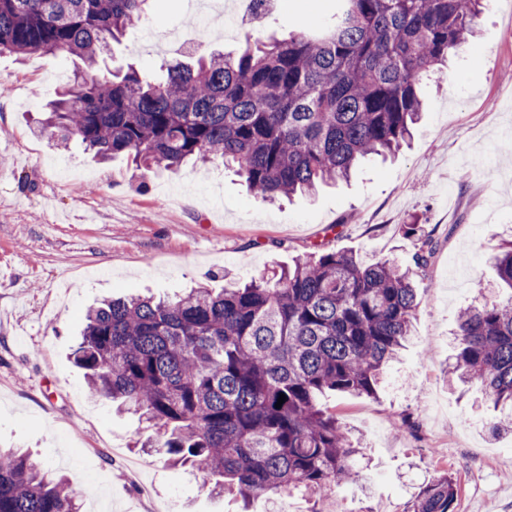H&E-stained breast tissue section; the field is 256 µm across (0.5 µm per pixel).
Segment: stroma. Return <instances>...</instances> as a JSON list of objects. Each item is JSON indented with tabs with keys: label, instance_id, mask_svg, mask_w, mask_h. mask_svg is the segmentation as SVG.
<instances>
[{
	"label": "stroma",
	"instance_id": "obj_1",
	"mask_svg": "<svg viewBox=\"0 0 512 512\" xmlns=\"http://www.w3.org/2000/svg\"><path fill=\"white\" fill-rule=\"evenodd\" d=\"M147 0L140 27L113 45L102 74L245 40L318 30L333 0H279L260 19L230 0ZM74 58L0 54V445L32 452L77 493L81 512H279L269 496L242 502L203 488L201 475L136 452L150 433L134 414L93 398L73 362L87 308L118 295L220 288L293 265L315 246L413 269L419 307L400 357L373 397L321 402L357 438L361 478L333 498L290 496L296 512H408L441 473L456 482L455 512H512V431L478 383L456 388L446 369L460 309L512 292L492 258L512 239V0H486L479 31L440 81L410 146L361 163L349 181L310 197L261 201L223 165L184 163L141 180L126 156L102 163L79 141L35 133L43 106L69 83ZM421 224L435 243L416 268Z\"/></svg>",
	"mask_w": 512,
	"mask_h": 512
}]
</instances>
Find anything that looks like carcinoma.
I'll return each mask as SVG.
<instances>
[{
    "mask_svg": "<svg viewBox=\"0 0 512 512\" xmlns=\"http://www.w3.org/2000/svg\"><path fill=\"white\" fill-rule=\"evenodd\" d=\"M145 2L0 0V53L82 61L44 129L101 160L126 153L144 179L190 157L219 161L274 202L398 151L425 109L423 79L474 36L482 0H335L315 34L248 41L193 65L164 61L154 77L133 68L100 76V58L140 25ZM402 229L417 237V263H426L432 239L416 224ZM493 264L512 290V242ZM417 306L412 275L398 263L321 250L218 293L105 300L87 310L73 356L91 396L154 430L142 447L190 466L212 490L326 498L358 481L359 442L319 396L375 395ZM456 340L451 378L476 380L486 402L512 407V294L462 310ZM456 497L443 473L410 512H454ZM0 512L80 505L40 462L0 449Z\"/></svg>",
    "mask_w": 512,
    "mask_h": 512,
    "instance_id": "carcinoma-1",
    "label": "carcinoma"
}]
</instances>
